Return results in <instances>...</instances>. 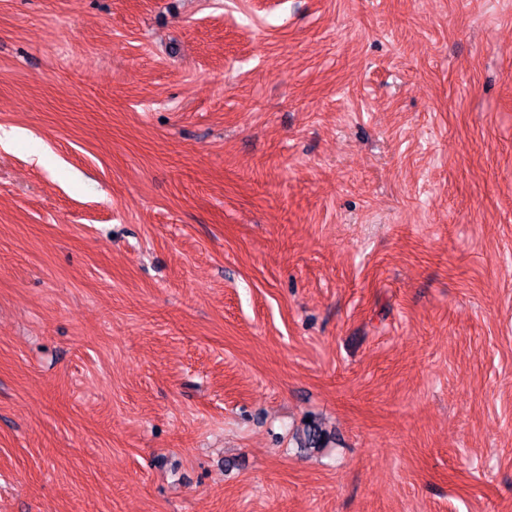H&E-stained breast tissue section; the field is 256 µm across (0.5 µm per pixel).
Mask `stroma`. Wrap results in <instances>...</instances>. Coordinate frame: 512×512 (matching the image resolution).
Here are the masks:
<instances>
[{"label":"stroma","instance_id":"35a3bbf8","mask_svg":"<svg viewBox=\"0 0 512 512\" xmlns=\"http://www.w3.org/2000/svg\"><path fill=\"white\" fill-rule=\"evenodd\" d=\"M0 129V512H512V0H0Z\"/></svg>","mask_w":512,"mask_h":512}]
</instances>
